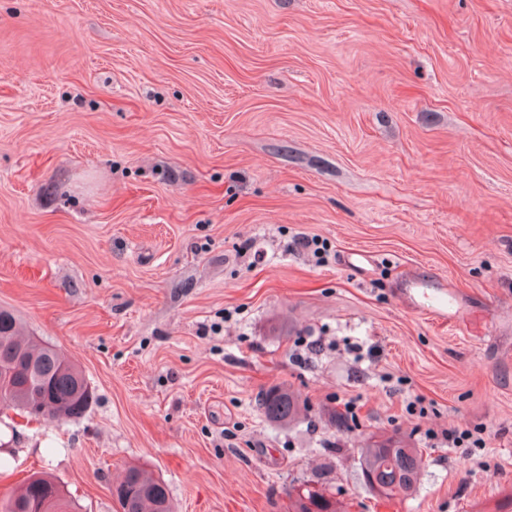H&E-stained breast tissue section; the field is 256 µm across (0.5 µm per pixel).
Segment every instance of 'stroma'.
<instances>
[{"label": "stroma", "mask_w": 512, "mask_h": 512, "mask_svg": "<svg viewBox=\"0 0 512 512\" xmlns=\"http://www.w3.org/2000/svg\"><path fill=\"white\" fill-rule=\"evenodd\" d=\"M0 307L93 392L0 411V499L512 512V0H0ZM384 440L412 495L364 485ZM260 406L265 417L278 424L294 421L301 410L298 399L287 388L279 386L262 394ZM372 447L360 448L359 466L364 485L369 488L365 476L374 474L382 487L378 492L381 495L391 497L399 492H414L423 465L418 449L388 443ZM372 483L374 487H379L377 481L372 480ZM112 487L117 489L122 512L175 511L167 484L143 467L129 466ZM27 501L46 503L48 511L45 512H70L73 508L63 486L44 472L32 474L9 498L1 500L0 512H17L14 509L20 503ZM36 508L32 505L20 504L17 510L28 512ZM37 510H41V507ZM293 512H338L336 498L322 489L303 484L288 491Z\"/></svg>", "instance_id": "stroma-1"}]
</instances>
